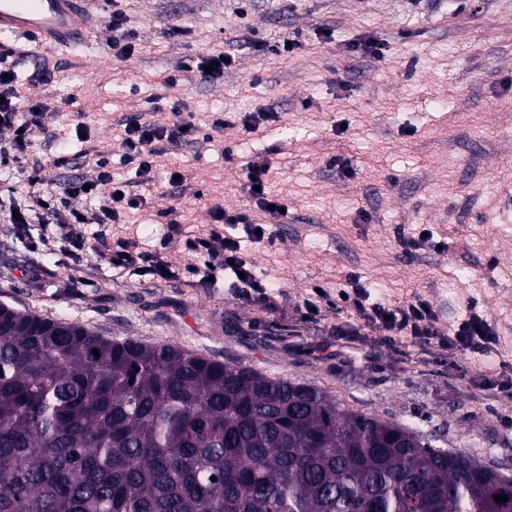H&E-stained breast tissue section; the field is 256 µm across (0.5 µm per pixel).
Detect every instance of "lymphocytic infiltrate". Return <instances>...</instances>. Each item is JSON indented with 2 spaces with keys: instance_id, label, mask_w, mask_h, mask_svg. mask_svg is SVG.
Segmentation results:
<instances>
[{
  "instance_id": "lymphocytic-infiltrate-1",
  "label": "lymphocytic infiltrate",
  "mask_w": 512,
  "mask_h": 512,
  "mask_svg": "<svg viewBox=\"0 0 512 512\" xmlns=\"http://www.w3.org/2000/svg\"><path fill=\"white\" fill-rule=\"evenodd\" d=\"M49 106L31 97L16 74L15 61L0 57V128L8 129L0 137V165L6 166L8 185H0V196L10 199L8 209L0 217H19L24 224H40L45 228L38 243L42 247L66 252L84 244V226L94 227L98 241H106L111 225L121 223L127 211L144 207L142 187L152 185L158 160L167 150L180 145H204L210 134H204L192 117L179 109H154L150 120L127 119L123 124V162L135 173L134 181L112 179V160L97 155L93 176L79 175L69 179L60 191L43 186L40 163L27 157L35 137L43 134V116ZM212 223L208 230L184 238L183 247L198 256V264L188 272L200 284L221 279L229 284L232 298L254 304L271 301L272 284L257 276L251 261L241 249V238L252 242L274 239L268 225H257L246 212L230 210L214 204L209 210ZM243 236H236V229ZM139 266L154 279H165L170 265L159 252L140 249L134 239L117 243L112 253V266L126 269ZM353 307L359 317L383 328L389 335L408 337L423 343H448L454 348H469L489 334L488 324L479 316L459 323L451 334H443L429 303L414 298L403 306L371 301L364 284H356Z\"/></svg>"
}]
</instances>
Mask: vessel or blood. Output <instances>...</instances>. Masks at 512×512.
<instances>
[{"instance_id":"1","label":"vessel or blood","mask_w":512,"mask_h":512,"mask_svg":"<svg viewBox=\"0 0 512 512\" xmlns=\"http://www.w3.org/2000/svg\"><path fill=\"white\" fill-rule=\"evenodd\" d=\"M83 0H0V33L32 36L58 46L82 37Z\"/></svg>"}]
</instances>
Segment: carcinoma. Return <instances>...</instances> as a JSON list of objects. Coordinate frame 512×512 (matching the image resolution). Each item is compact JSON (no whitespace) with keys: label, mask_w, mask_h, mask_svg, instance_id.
Listing matches in <instances>:
<instances>
[{"label":"carcinoma","mask_w":512,"mask_h":512,"mask_svg":"<svg viewBox=\"0 0 512 512\" xmlns=\"http://www.w3.org/2000/svg\"><path fill=\"white\" fill-rule=\"evenodd\" d=\"M0 512H512V476L317 387L0 304Z\"/></svg>","instance_id":"carcinoma-1"}]
</instances>
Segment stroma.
I'll use <instances>...</instances> for the list:
<instances>
[{"mask_svg":"<svg viewBox=\"0 0 512 512\" xmlns=\"http://www.w3.org/2000/svg\"><path fill=\"white\" fill-rule=\"evenodd\" d=\"M101 7L90 0V40L77 52L0 34L1 47L24 50L31 94L52 105L48 133L67 134L71 116L55 106L76 98L90 126L89 153L72 148L81 173L104 153L115 178L130 180L126 118L173 106L204 125L215 112H278L262 132L227 127L206 148L170 151L149 194L187 232L210 224L214 199L272 224L274 243L245 251L282 295L271 309L198 285L187 273L197 258L178 243L164 257L179 278L152 280L114 269L97 240L51 253L32 246L41 225L0 222V304L316 386L512 475V0H115L138 43L123 62ZM285 39L298 45L288 56L256 50ZM355 44L379 52L360 58ZM214 51L235 58L215 82L196 69ZM257 154L286 206L275 219L242 188ZM174 169L184 175L175 193ZM425 230L446 250L405 253L403 239ZM354 277L385 302L425 299L444 330L479 315L490 341L461 352L389 338L341 300ZM318 286L330 299L308 321L300 305Z\"/></svg>","mask_w":512,"mask_h":512,"instance_id":"35a3bbf8","label":"stroma"}]
</instances>
